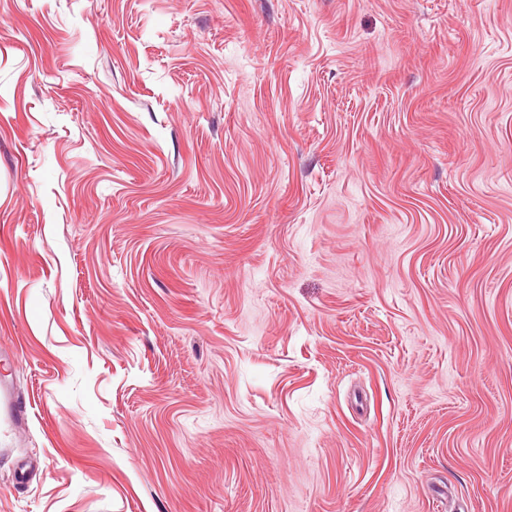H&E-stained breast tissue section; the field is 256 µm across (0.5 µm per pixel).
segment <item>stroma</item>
Here are the masks:
<instances>
[{"instance_id": "35a3bbf8", "label": "stroma", "mask_w": 512, "mask_h": 512, "mask_svg": "<svg viewBox=\"0 0 512 512\" xmlns=\"http://www.w3.org/2000/svg\"><path fill=\"white\" fill-rule=\"evenodd\" d=\"M0 512H512V0H0Z\"/></svg>"}]
</instances>
